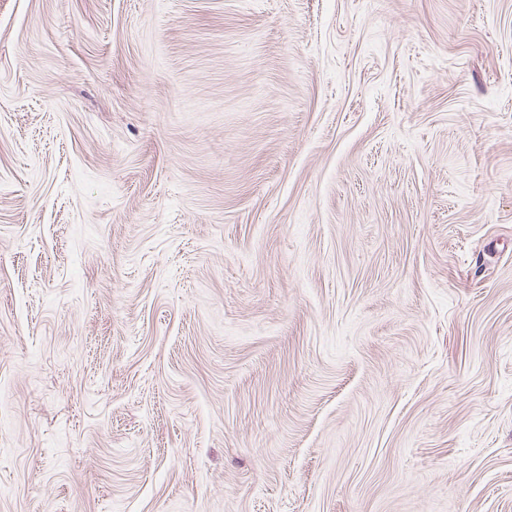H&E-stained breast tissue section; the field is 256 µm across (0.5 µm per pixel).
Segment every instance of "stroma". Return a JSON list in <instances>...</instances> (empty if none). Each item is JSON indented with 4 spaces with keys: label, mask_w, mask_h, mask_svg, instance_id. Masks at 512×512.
<instances>
[{
    "label": "stroma",
    "mask_w": 512,
    "mask_h": 512,
    "mask_svg": "<svg viewBox=\"0 0 512 512\" xmlns=\"http://www.w3.org/2000/svg\"><path fill=\"white\" fill-rule=\"evenodd\" d=\"M0 512H512V0H0Z\"/></svg>",
    "instance_id": "stroma-1"
}]
</instances>
